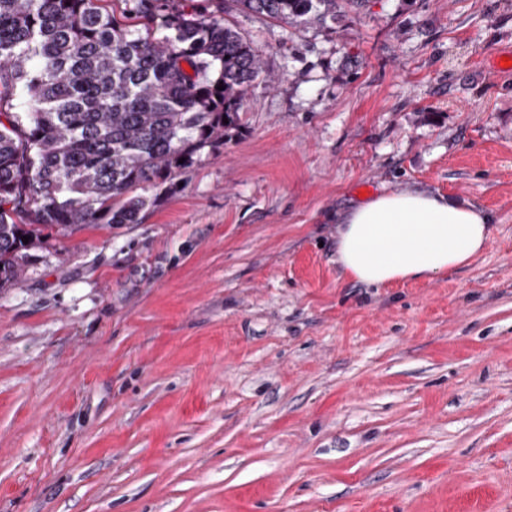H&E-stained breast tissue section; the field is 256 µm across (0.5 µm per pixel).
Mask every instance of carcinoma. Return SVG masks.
<instances>
[{
	"label": "carcinoma",
	"instance_id": "obj_1",
	"mask_svg": "<svg viewBox=\"0 0 512 512\" xmlns=\"http://www.w3.org/2000/svg\"><path fill=\"white\" fill-rule=\"evenodd\" d=\"M98 2L0 0V288L51 239L139 223L150 192L238 127L263 74L222 16L181 0H123L116 16ZM233 2L296 26L336 19V0Z\"/></svg>",
	"mask_w": 512,
	"mask_h": 512
}]
</instances>
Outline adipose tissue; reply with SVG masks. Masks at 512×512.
<instances>
[{
	"label": "adipose tissue",
	"instance_id": "1",
	"mask_svg": "<svg viewBox=\"0 0 512 512\" xmlns=\"http://www.w3.org/2000/svg\"><path fill=\"white\" fill-rule=\"evenodd\" d=\"M492 217L429 191L384 192L341 215L336 262L367 286L430 280L469 265L486 249Z\"/></svg>",
	"mask_w": 512,
	"mask_h": 512
}]
</instances>
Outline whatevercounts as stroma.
<instances>
[{
    "mask_svg": "<svg viewBox=\"0 0 512 512\" xmlns=\"http://www.w3.org/2000/svg\"><path fill=\"white\" fill-rule=\"evenodd\" d=\"M196 3L267 76L140 223L0 290V512H512V0ZM403 186L485 252L341 278L337 217ZM243 12L288 21L296 26L326 24L336 17V0H233Z\"/></svg>",
    "mask_w": 512,
    "mask_h": 512,
    "instance_id": "stroma-1",
    "label": "stroma"
}]
</instances>
